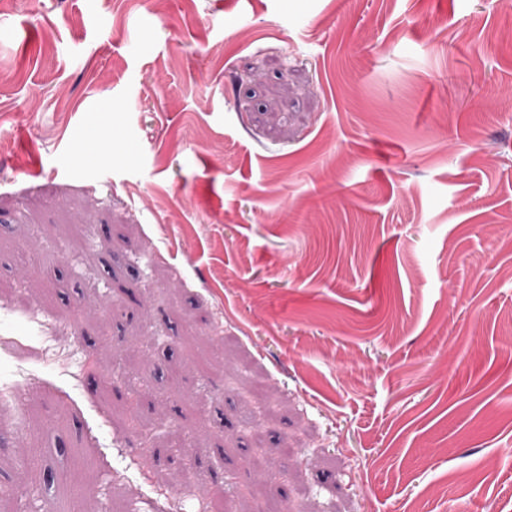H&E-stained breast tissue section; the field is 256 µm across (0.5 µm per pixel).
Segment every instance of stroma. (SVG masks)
<instances>
[{
    "label": "stroma",
    "instance_id": "35a3bbf8",
    "mask_svg": "<svg viewBox=\"0 0 512 512\" xmlns=\"http://www.w3.org/2000/svg\"><path fill=\"white\" fill-rule=\"evenodd\" d=\"M1 72L0 512H512V0H0Z\"/></svg>",
    "mask_w": 512,
    "mask_h": 512
}]
</instances>
